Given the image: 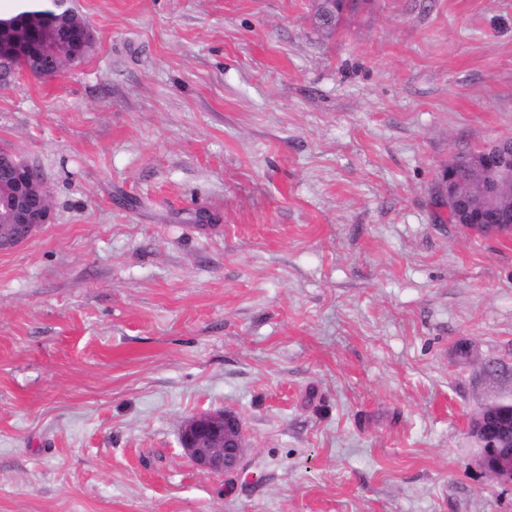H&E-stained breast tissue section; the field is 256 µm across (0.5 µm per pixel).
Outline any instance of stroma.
Listing matches in <instances>:
<instances>
[{
  "label": "stroma",
  "instance_id": "obj_1",
  "mask_svg": "<svg viewBox=\"0 0 512 512\" xmlns=\"http://www.w3.org/2000/svg\"><path fill=\"white\" fill-rule=\"evenodd\" d=\"M89 57L0 75L54 221L0 253V512H512V235L436 222L512 136V0H78ZM467 343L459 358L457 343ZM229 410L243 470H197ZM355 4L354 0H321L316 12V24L321 28H329L333 25L337 28L343 20L345 12ZM321 17L327 18L328 24L320 20ZM487 410L480 414L477 411L468 424V434L472 439L481 440L485 438V447L478 448L477 460L480 467L490 473L497 481L512 485V448L500 450L497 445H487L491 442L489 429L499 420L508 417L504 409L507 404L504 398L498 397L491 401ZM496 446V447H495ZM181 445L195 467L205 473L233 474L244 455L241 420L229 412H208L184 421Z\"/></svg>",
  "mask_w": 512,
  "mask_h": 512
}]
</instances>
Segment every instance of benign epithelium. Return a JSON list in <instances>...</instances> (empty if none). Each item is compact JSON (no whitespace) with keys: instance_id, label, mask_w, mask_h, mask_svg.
<instances>
[{"instance_id":"benign-epithelium-1","label":"benign epithelium","mask_w":512,"mask_h":512,"mask_svg":"<svg viewBox=\"0 0 512 512\" xmlns=\"http://www.w3.org/2000/svg\"><path fill=\"white\" fill-rule=\"evenodd\" d=\"M48 27L46 21L17 20L8 24L0 21V50L26 49L40 42ZM93 41L94 28L88 24L81 30L80 39L71 45L73 62L80 61L84 47ZM476 173L483 177L487 196L512 195V153L487 145L465 169L450 170L441 178L443 189L448 192V205L461 206L468 223L512 229V210L491 203L474 205L467 197L463 187ZM0 180L8 185L6 192H0V253H3L19 247L39 228L53 223L54 215L48 189L39 172L27 162L0 151ZM508 406L512 407V402L507 404L502 397L491 401L484 413L477 412L470 419L468 434L490 443L489 447L478 449L480 467L497 481L512 485V448L500 450L489 439V429L508 416L505 411ZM180 439L198 470L227 475L240 469L244 434L236 415L229 412L194 415L184 421Z\"/></svg>"}]
</instances>
